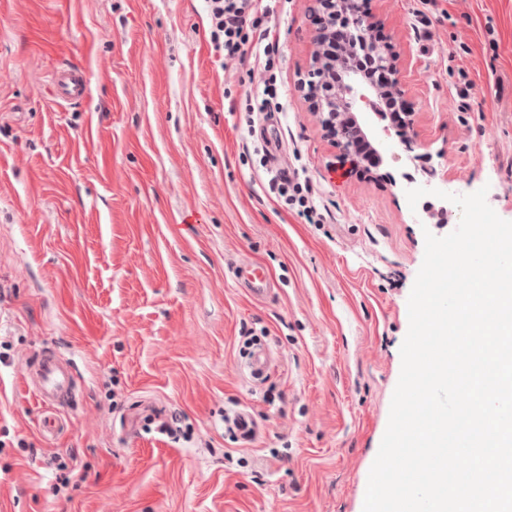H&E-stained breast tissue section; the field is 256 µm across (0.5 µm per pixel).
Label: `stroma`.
<instances>
[{
    "instance_id": "1",
    "label": "stroma",
    "mask_w": 512,
    "mask_h": 512,
    "mask_svg": "<svg viewBox=\"0 0 512 512\" xmlns=\"http://www.w3.org/2000/svg\"><path fill=\"white\" fill-rule=\"evenodd\" d=\"M441 6L423 27L418 0H365L400 54L418 154L361 103L382 163L356 173L301 88L310 0H279L267 73L223 62L203 0H0V512H363L424 235L461 218L434 196L409 207L407 175L486 189L512 221V0ZM71 64L91 77L76 104L51 92ZM269 76L274 164L305 170L325 223L273 201L245 149ZM248 263L267 298L238 287ZM251 330L276 358L259 380ZM48 351L77 383L53 439L20 382ZM243 407L248 440L225 422ZM282 104L278 101V91L273 78L264 82L261 94L251 97L246 105V112H280ZM235 278L253 298H264L270 292V278L257 264L239 266L235 271Z\"/></svg>"
}]
</instances>
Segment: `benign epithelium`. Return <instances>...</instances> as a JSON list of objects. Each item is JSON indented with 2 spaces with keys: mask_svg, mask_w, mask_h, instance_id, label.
<instances>
[{
  "mask_svg": "<svg viewBox=\"0 0 512 512\" xmlns=\"http://www.w3.org/2000/svg\"><path fill=\"white\" fill-rule=\"evenodd\" d=\"M311 11L322 18L315 36L316 44H321L333 24V18L343 20L345 38L356 51L366 54L371 62L392 73L391 91L403 97L400 71L390 45L378 36L372 22L363 14L360 0H313ZM326 73L322 67L320 51H315L313 65L307 71L301 85L309 93L314 103V111L320 115L322 125L333 137L340 151L342 160L351 168L361 167L362 156L358 149L359 139L365 133L358 124L355 115L357 102H367L366 92L375 89L366 85L359 77L353 75L339 90L323 91Z\"/></svg>",
  "mask_w": 512,
  "mask_h": 512,
  "instance_id": "1",
  "label": "benign epithelium"
}]
</instances>
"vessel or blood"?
Instances as JSON below:
<instances>
[{"instance_id":"b4317fda","label":"vessel or blood","mask_w":512,"mask_h":512,"mask_svg":"<svg viewBox=\"0 0 512 512\" xmlns=\"http://www.w3.org/2000/svg\"><path fill=\"white\" fill-rule=\"evenodd\" d=\"M89 88L90 76L80 68L65 66L57 69L53 75V94L62 102L83 101ZM235 278L251 297L257 299L267 296L271 289L269 276L255 264L238 267ZM21 382L24 390L33 395L44 409L40 421L41 434L47 438L53 436L61 425L55 404L64 399L73 382L69 365L57 357H45L36 373L22 374Z\"/></svg>"}]
</instances>
